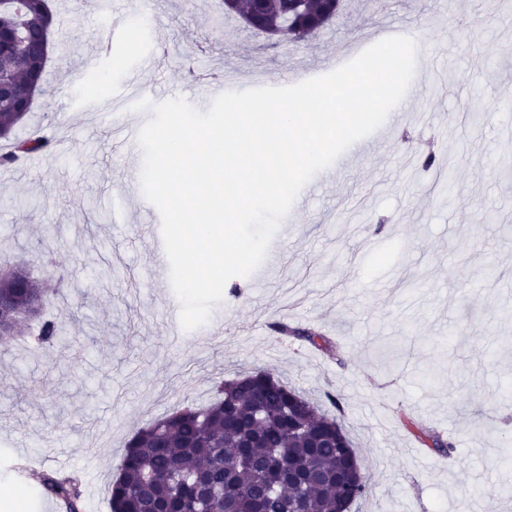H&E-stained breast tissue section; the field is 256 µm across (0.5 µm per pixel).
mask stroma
Returning <instances> with one entry per match:
<instances>
[{"mask_svg":"<svg viewBox=\"0 0 512 512\" xmlns=\"http://www.w3.org/2000/svg\"><path fill=\"white\" fill-rule=\"evenodd\" d=\"M55 21L45 88L17 128L60 135L65 153L0 167V263L28 262L62 280L44 310L65 342L39 347L38 327L0 341V504L48 512L14 477L81 475L84 512H111L108 487L131 434L215 381L271 371L312 400L343 403L341 423L368 493L350 512H512V0H345L314 38L272 44L236 19L216 25L218 0H51ZM385 28L423 29L419 55L440 79L422 119L342 170L313 178L295 199L297 223L277 231L262 287L236 279L209 321L170 334L179 302L153 273V206L141 189L137 142L108 135L135 101H210L195 78L229 90L324 73L344 49ZM154 55L153 73L141 70ZM449 160L451 184L425 168ZM314 328L325 352L270 325ZM453 443L444 456L422 442Z\"/></svg>","mask_w":512,"mask_h":512,"instance_id":"obj_1","label":"stroma"}]
</instances>
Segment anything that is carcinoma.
Here are the masks:
<instances>
[{
  "label": "carcinoma",
  "mask_w": 512,
  "mask_h": 512,
  "mask_svg": "<svg viewBox=\"0 0 512 512\" xmlns=\"http://www.w3.org/2000/svg\"><path fill=\"white\" fill-rule=\"evenodd\" d=\"M17 17L0 12V35L20 37L0 46V80L10 89L0 103V131L10 151L0 163H19L34 153L49 154L43 136L11 139L32 108L33 86L43 79L47 37L53 25L49 0H22ZM224 14L247 22L257 35L300 42L317 34L341 10L338 0H233ZM49 281L15 265L0 271V300L13 334L28 322L20 314L43 307ZM280 336H294L319 347L331 342L311 328L275 322ZM62 325L45 321L39 342L66 339ZM351 442L337 417L319 413L309 400L266 370L238 374L216 385L206 405H187L134 432L126 443L118 475L110 484L112 512H341L344 501L361 498L366 480ZM34 496L64 503L80 512L77 479L41 476Z\"/></svg>",
  "instance_id": "1"
}]
</instances>
